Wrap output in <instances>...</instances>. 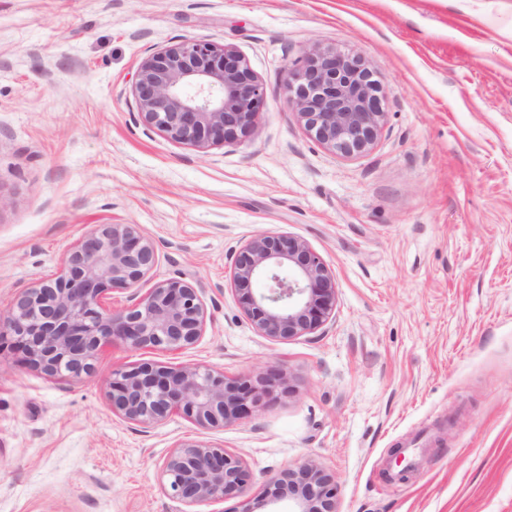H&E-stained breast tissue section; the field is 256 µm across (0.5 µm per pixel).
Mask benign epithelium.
<instances>
[{
	"label": "benign epithelium",
	"mask_w": 512,
	"mask_h": 512,
	"mask_svg": "<svg viewBox=\"0 0 512 512\" xmlns=\"http://www.w3.org/2000/svg\"><path fill=\"white\" fill-rule=\"evenodd\" d=\"M288 106L322 146L352 157L376 143L385 123L383 89L363 58L336 48L309 52L288 70ZM138 119L170 140L197 148L250 135L266 102L263 83L235 47L184 39L144 57L132 85ZM158 262L156 243L135 224H103L64 258L60 271L24 289L0 313L5 341L51 377L92 372L101 352L115 344L136 350H185L201 338L207 310L189 282L167 279L146 292ZM254 281L266 288L252 291ZM229 283L258 333L290 341L322 329L336 309V277L302 238L255 235L231 255ZM127 303L109 306L113 293ZM286 374L270 368L256 379L228 378L189 364L143 362L112 371L109 399L121 419L151 427L180 413L202 429L252 414L262 399L286 392ZM161 475L180 512L242 492L251 474L221 443L184 439L163 461ZM336 512L338 485L321 464L307 460L267 484L263 496L240 512Z\"/></svg>",
	"instance_id": "1"
}]
</instances>
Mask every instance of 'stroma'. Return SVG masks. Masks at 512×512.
Returning a JSON list of instances; mask_svg holds the SVG:
<instances>
[{"label": "stroma", "instance_id": "obj_1", "mask_svg": "<svg viewBox=\"0 0 512 512\" xmlns=\"http://www.w3.org/2000/svg\"><path fill=\"white\" fill-rule=\"evenodd\" d=\"M186 38L235 47L264 84L249 137L196 148L138 121L140 61ZM326 47L362 55L385 93L358 156L286 103L288 70ZM101 224L157 243L153 281L198 288L204 333L175 356L114 345L74 380L1 350L0 512H175L160 467L189 438L251 472L199 512H239L309 459L339 512H512V0H0V311ZM267 232L336 276L316 335L260 336L227 286L232 250ZM148 361L273 365L290 392L221 428H144L108 391Z\"/></svg>", "mask_w": 512, "mask_h": 512}]
</instances>
